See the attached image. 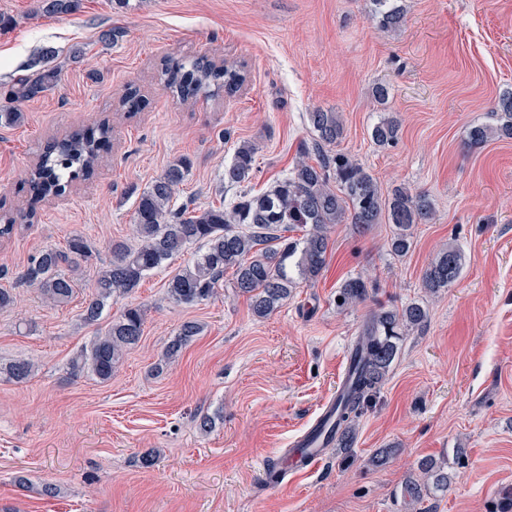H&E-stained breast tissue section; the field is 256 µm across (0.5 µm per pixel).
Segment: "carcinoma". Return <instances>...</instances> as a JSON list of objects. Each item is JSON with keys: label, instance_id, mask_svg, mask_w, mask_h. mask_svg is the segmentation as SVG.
I'll return each instance as SVG.
<instances>
[{"label": "carcinoma", "instance_id": "carcinoma-1", "mask_svg": "<svg viewBox=\"0 0 512 512\" xmlns=\"http://www.w3.org/2000/svg\"><path fill=\"white\" fill-rule=\"evenodd\" d=\"M39 2L41 12L51 16L74 14L81 7V0ZM396 2L373 0L381 27L395 29L402 22V8ZM59 76L58 69L45 66L33 77L14 82L0 102V127L23 123L24 113L19 105L57 86ZM161 80L172 95L187 102L219 90L233 94L244 84L245 75L236 67L218 65L203 55L163 69ZM498 106L501 124L469 128L470 145L485 144L496 135L512 137V91L500 95ZM307 120L316 135L312 149H302L288 174L271 188L258 195L241 194L229 207L211 206L197 212L176 205V193L191 168L188 158L174 161L152 180L135 207L136 243L111 245L112 259L97 272L92 297L81 313L82 321L97 323L109 301L132 293L150 272L193 244L198 245V251L166 282L168 299L182 305L207 301L216 294L224 273L230 271L236 292L249 299L252 313L258 318L281 307L299 284L318 279L327 265L329 232L335 224H355L361 229L383 222L391 224L390 251L397 257L405 256L411 248L413 226L427 223L434 214L430 195L405 186L383 194L375 178L361 164L345 153L325 151L343 135L337 113L317 109L307 113ZM111 131L110 123L104 121L50 144L27 177L36 199L53 196L60 187L81 175H89L98 164L101 146ZM399 131L396 117H383L372 127L371 139L380 148L391 147L398 142ZM255 154L253 144H240L231 161L224 165V184L237 186L248 181ZM311 154L315 155L313 163L308 161ZM295 229L303 232L297 240L287 236ZM95 257L87 238L75 234L63 249L47 247L39 251L28 262L21 279L38 289L45 301L63 304L77 287V281L64 268L76 270ZM462 268L461 250L450 246L440 251L424 270L422 288L435 295L454 282ZM339 298L344 305L366 301L367 282L360 277L344 281ZM144 320L141 307H126L101 330L90 347L70 360V375L86 373L101 383L112 380V372L126 352L140 342ZM426 320L425 307L416 302L399 310L379 309L368 314L349 350L350 384L336 395V419L329 435L338 447H354L356 419L384 382L398 356L402 337ZM202 331V325L184 322L165 349L164 363L176 359ZM162 364H156L154 371H160ZM0 373L24 382L32 375L33 365L19 360L0 367ZM417 470L400 487L406 504L413 506L448 492L447 459L423 458Z\"/></svg>", "mask_w": 512, "mask_h": 512}]
</instances>
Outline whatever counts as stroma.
I'll return each mask as SVG.
<instances>
[{
	"instance_id": "1",
	"label": "stroma",
	"mask_w": 512,
	"mask_h": 512,
	"mask_svg": "<svg viewBox=\"0 0 512 512\" xmlns=\"http://www.w3.org/2000/svg\"><path fill=\"white\" fill-rule=\"evenodd\" d=\"M403 23L382 28L372 0H82L72 15L36 14L37 0H0V97L34 63L58 68L57 87L22 103L25 121L0 128V215L18 228L0 239V288L16 303L0 311V364L31 361L23 383L0 374V512H407L397 488L425 456L447 457L452 483L433 512H500L512 497V139L474 149L467 131L499 125L512 91V0H398ZM112 40H101L103 31ZM206 55L242 65L232 95L173 98L164 59ZM389 85L386 104L373 96ZM138 107H123L126 87ZM339 113L336 146L382 191L427 192L434 216L416 225L406 256H393L392 228L330 231L322 275L271 315L223 281L216 297L178 305L165 292L181 253L105 317L142 306L143 336L102 383L70 375L68 363L99 328L81 311L112 242H133L140 193L170 162L190 158L178 204L219 206L258 193L293 166L313 132L307 114ZM400 122L395 146L370 132ZM109 121L112 136L92 174L64 200L34 201L21 181L47 144ZM257 148L250 181L224 186L238 144ZM74 234L97 251L73 298L44 303L19 277L44 247ZM465 256L461 276L437 295L424 270L448 245ZM374 281L366 302L340 305L342 283ZM420 302L427 322L407 333L379 391L356 424L352 450L329 447L311 469L265 479L279 450L307 432L336 392L347 352L370 311ZM200 336L162 373L153 366L180 325ZM216 415L211 432L202 415ZM392 449L386 465L370 456ZM466 451L453 463L455 449ZM153 453L143 467L140 458ZM25 474L31 491L14 484ZM52 494H44V487ZM400 124L396 117H383L371 129V139L379 148L392 147L399 139Z\"/></svg>"
}]
</instances>
